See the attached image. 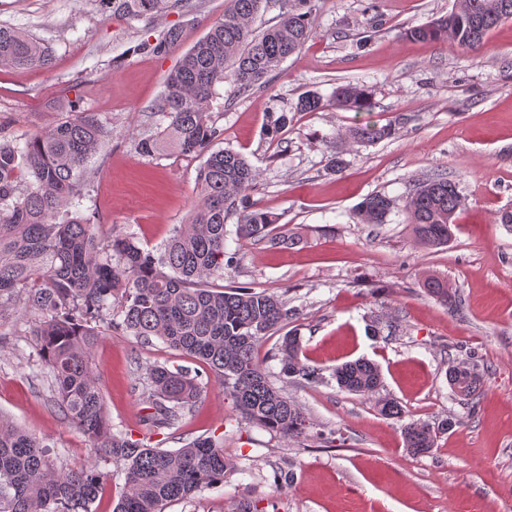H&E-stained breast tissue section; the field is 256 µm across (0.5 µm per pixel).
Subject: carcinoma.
<instances>
[{
    "label": "carcinoma",
    "mask_w": 512,
    "mask_h": 512,
    "mask_svg": "<svg viewBox=\"0 0 512 512\" xmlns=\"http://www.w3.org/2000/svg\"><path fill=\"white\" fill-rule=\"evenodd\" d=\"M185 0H106L112 14L135 20L183 6ZM271 0H226L224 14L187 51L169 74L157 111L168 124L138 142L141 154L168 148L206 156L197 173V202L188 222L175 229L164 247L145 249L129 236L104 240L96 212L59 219L61 210L80 194V169L99 149L108 132L95 114L69 112L47 132L19 147L0 142V324L17 303L35 315L29 334L35 337L39 363L52 377V403L74 424L100 462L123 466L125 481L113 512H165L168 504L191 498L224 482L234 464L224 457L223 442L197 437L181 448H148L126 433L113 431L91 353L98 337L114 329L145 341L155 337L181 354L198 360L203 372L183 367H145V420L172 428L201 395L198 378L213 376L224 387L242 420L283 439L307 435L314 428L300 405L276 386L255 358L259 341L283 330L297 312L278 295L249 286L224 287V269L237 262L224 247L225 226L236 218V234L262 240L272 236L278 217L253 207L246 192L256 170L239 153L214 148L221 136L208 112L215 89L229 80L245 92L267 81L283 61L313 35L311 0H277L276 24L259 30L255 19ZM512 18V0H457L456 6L406 35L415 40L452 39L475 50L499 22ZM181 39L170 28L138 50L164 55ZM48 48L30 34L0 26V67L51 65ZM334 106L363 111L371 106L364 87L343 84L327 102L315 92L303 94L299 112ZM395 134V127L368 122L343 130L332 146L328 167L341 172L350 143H370ZM462 205L456 181L435 169L415 181L402 201L374 193L354 211L360 224H384L402 211L418 241L426 247L448 244L454 216ZM426 286L453 307L448 285L430 278ZM117 306V315L112 307ZM301 337L294 329L279 343L280 375L302 383L334 380L338 389L374 400L378 412L402 417L398 402L380 394L378 366L356 359L330 369L300 358ZM448 384L474 401L482 388L480 361L448 368ZM457 425L448 417L435 425H403L406 450L414 455L434 447L435 433ZM99 462L70 469L35 434L0 417V512H91L103 493Z\"/></svg>",
    "instance_id": "cac0c4a2"
}]
</instances>
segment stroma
Returning <instances> with one entry per match:
<instances>
[{"label": "stroma", "mask_w": 512, "mask_h": 512, "mask_svg": "<svg viewBox=\"0 0 512 512\" xmlns=\"http://www.w3.org/2000/svg\"><path fill=\"white\" fill-rule=\"evenodd\" d=\"M376 3L369 11L368 3ZM454 0H312L315 33L278 74L249 92L218 86L210 113L218 147L242 153L259 176L250 204L285 224L294 245L237 238L225 285L284 296L297 309L302 360L329 368L365 358L381 369L386 396L403 420L381 416L370 398L336 385L284 388L333 447L286 440L241 420L223 387L209 381L179 426L145 424L140 366H190L159 339L143 342L115 330L92 352L113 429L152 448L176 449L199 436L224 440L235 464L223 484L167 506L165 512H230L240 498L261 512H512V19L477 50L419 42L407 29L445 14ZM224 0H188L157 16H113L103 0H0V25L24 29L52 52L50 68H0V140L24 143L66 113L91 112L110 135L85 165L83 189L69 213L98 212L103 233L129 235L157 249L186 223L197 199L203 159L168 151L145 156L138 141L162 130L156 111L168 75L213 22ZM180 44L155 56L139 46L169 28ZM353 83L372 94L370 111L299 112L308 91L330 97ZM287 126L270 134L274 116ZM374 122L393 137L349 144L342 172L327 167L338 132ZM458 182L464 201L448 245L428 248L403 213L384 224H359L356 206L372 193L404 198L432 168ZM447 283L457 305L428 290ZM396 321L392 335L371 336L370 320ZM25 317L0 325V416L47 439L69 467L94 462L86 438L50 407L51 377L30 360L35 346ZM479 357L477 402L451 391L449 365ZM455 417L431 453L404 447L403 422ZM278 472L292 473L275 488Z\"/></svg>", "instance_id": "1"}]
</instances>
